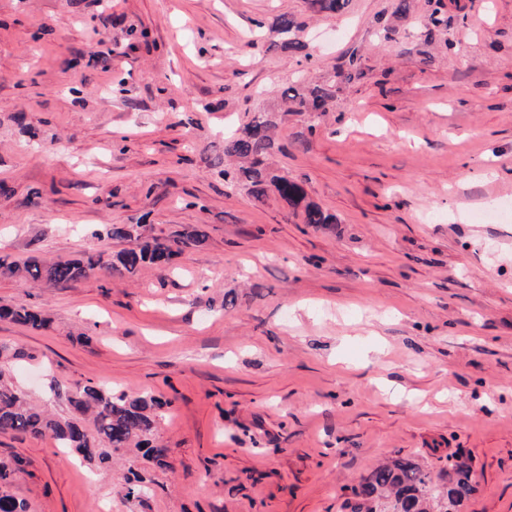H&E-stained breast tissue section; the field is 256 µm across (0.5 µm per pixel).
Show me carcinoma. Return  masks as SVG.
<instances>
[{"instance_id": "cac0c4a2", "label": "carcinoma", "mask_w": 512, "mask_h": 512, "mask_svg": "<svg viewBox=\"0 0 512 512\" xmlns=\"http://www.w3.org/2000/svg\"><path fill=\"white\" fill-rule=\"evenodd\" d=\"M301 25L292 17L281 15L272 24L283 41L280 48L301 52L307 45L297 37ZM336 97V81L324 78L283 90L280 100L285 112H324ZM275 122L267 112L254 113L251 120L224 136V156L213 166L224 181L239 185L255 201L268 192L277 193L293 210L301 211L305 224H334L336 216L307 200L304 187L278 175L268 165L278 149L273 130ZM138 224H112L106 236L135 241L136 245L115 254L98 252L80 259L46 261L30 257L17 261L0 255V275L18 278L40 287L70 286L94 273L112 278L134 276L150 265L167 267L174 256L206 241L199 227L174 239L154 236L144 238ZM0 319L9 320L33 331H41L49 320L37 309L26 306H0ZM71 416L55 418L30 402L28 394L4 380L0 373V434L23 433L33 437L51 436L61 447L69 448L90 464L106 465L112 452L133 447L142 457L166 465L165 448L156 443L158 411L168 402L152 395L114 393L91 382L76 385L68 398ZM13 470L0 462V512H29L25 500L7 491ZM432 478L411 458H397L382 464L360 479L345 500L347 512H461V507L475 491L474 474L469 465L457 462L448 470V486L443 502L435 503L431 494ZM127 498L141 499L150 489L136 473L123 487Z\"/></svg>"}]
</instances>
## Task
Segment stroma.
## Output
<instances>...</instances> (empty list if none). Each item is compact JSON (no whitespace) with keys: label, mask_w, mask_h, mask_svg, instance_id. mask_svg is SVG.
Masks as SVG:
<instances>
[{"label":"stroma","mask_w":512,"mask_h":512,"mask_svg":"<svg viewBox=\"0 0 512 512\" xmlns=\"http://www.w3.org/2000/svg\"><path fill=\"white\" fill-rule=\"evenodd\" d=\"M397 3L0 0V252L128 248L112 224L207 234L130 279L0 276V305L51 319L0 320V370L33 399L65 417L90 381L170 402L164 467L0 435L30 512H342L398 457L465 461L461 512H512V215L474 218L512 191V0ZM281 14L306 52L273 47ZM352 55L326 112L278 114L272 158L337 223L225 183V135ZM0 319L9 320L33 331H41L49 323L42 311L26 306H0Z\"/></svg>","instance_id":"35a3bbf8"}]
</instances>
